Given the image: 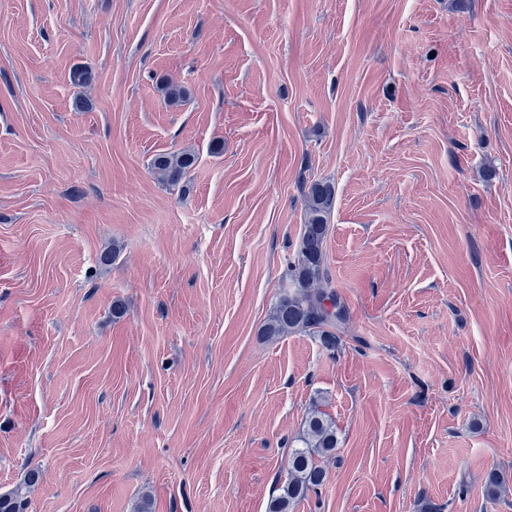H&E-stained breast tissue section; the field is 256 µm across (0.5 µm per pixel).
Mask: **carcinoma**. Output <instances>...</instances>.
<instances>
[{
	"label": "carcinoma",
	"instance_id": "obj_1",
	"mask_svg": "<svg viewBox=\"0 0 512 512\" xmlns=\"http://www.w3.org/2000/svg\"><path fill=\"white\" fill-rule=\"evenodd\" d=\"M164 96L168 103L178 104L187 91L178 82L163 79ZM196 162L194 153L179 150L155 155L152 171L156 178L169 187H176L187 177ZM305 220L293 261L279 296L261 335L279 337L293 334L317 336L322 343L336 346L339 323L346 319L336 290L323 285L324 244L328 221L335 207V190L327 181L310 182L304 194ZM336 429L325 413L314 410L306 419V436L301 446L288 452L285 480L278 487L280 494L273 498L269 512H290L293 505L321 486L326 472L319 459L332 455L336 449ZM39 471L29 469L16 488L0 494V512H24L26 494L35 486Z\"/></svg>",
	"mask_w": 512,
	"mask_h": 512
}]
</instances>
